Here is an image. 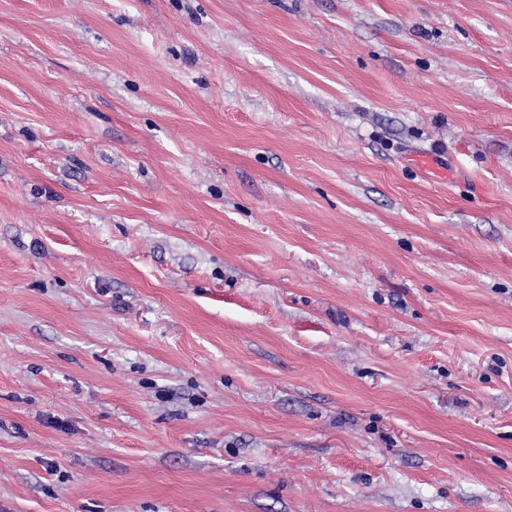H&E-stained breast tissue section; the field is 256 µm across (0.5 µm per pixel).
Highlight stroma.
I'll return each instance as SVG.
<instances>
[{"label": "stroma", "instance_id": "1", "mask_svg": "<svg viewBox=\"0 0 512 512\" xmlns=\"http://www.w3.org/2000/svg\"><path fill=\"white\" fill-rule=\"evenodd\" d=\"M0 512H512V0H0Z\"/></svg>", "mask_w": 512, "mask_h": 512}]
</instances>
